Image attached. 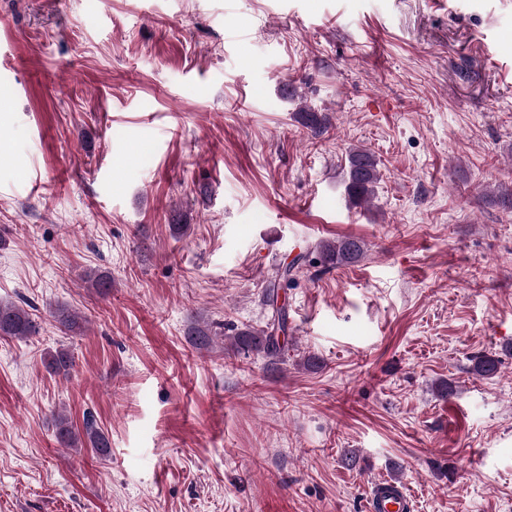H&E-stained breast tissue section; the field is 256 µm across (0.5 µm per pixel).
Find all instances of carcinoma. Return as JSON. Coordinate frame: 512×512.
Instances as JSON below:
<instances>
[{"instance_id": "obj_1", "label": "carcinoma", "mask_w": 512, "mask_h": 512, "mask_svg": "<svg viewBox=\"0 0 512 512\" xmlns=\"http://www.w3.org/2000/svg\"><path fill=\"white\" fill-rule=\"evenodd\" d=\"M343 181L348 202L352 206L370 201L381 180L379 162L375 155L364 148H351L342 166ZM323 264L330 267L350 265L358 262L365 253V242L359 238L346 237L336 241H323L318 246ZM307 255L299 254L290 263L281 266L276 272L264 297V304L272 310L271 320L263 329L246 328L237 332L233 343L237 350L247 354L260 352L272 364L277 363L288 348L286 310L276 307L278 289L288 286L306 263ZM53 318L68 335H77L82 326L79 317L68 307L60 305L52 312ZM40 325L23 306L11 301H0V336L17 340H27L39 333ZM189 342L197 347L212 343L208 327L196 321L187 328ZM47 368L56 375L69 373L74 363V355L67 348H59L44 357ZM500 360L493 355L482 354L471 359L470 371L482 378H491L499 372ZM56 438L65 448H91L97 454H110L111 442L108 435L98 426L95 416L85 414L82 429H77L66 415L55 420Z\"/></svg>"}]
</instances>
